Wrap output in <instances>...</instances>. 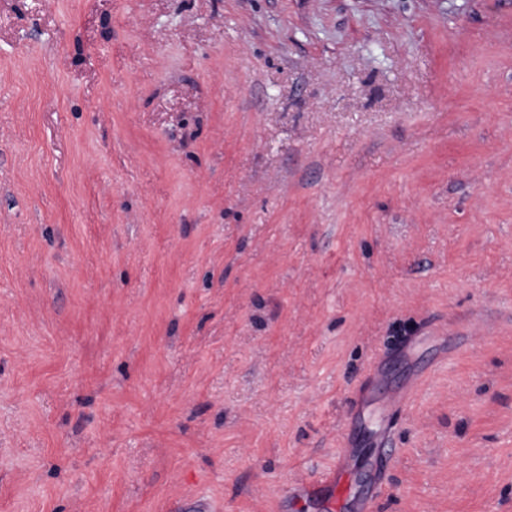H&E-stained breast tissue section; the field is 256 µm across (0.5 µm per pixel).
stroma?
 Returning a JSON list of instances; mask_svg holds the SVG:
<instances>
[{"mask_svg": "<svg viewBox=\"0 0 512 512\" xmlns=\"http://www.w3.org/2000/svg\"><path fill=\"white\" fill-rule=\"evenodd\" d=\"M407 386L373 512H512V0H0V512H329ZM358 449L349 441H344L342 448H338L334 467L326 473L322 487H328L331 492L330 504L333 508L342 507L347 491L348 480L356 466Z\"/></svg>", "mask_w": 512, "mask_h": 512, "instance_id": "obj_1", "label": "stroma"}]
</instances>
